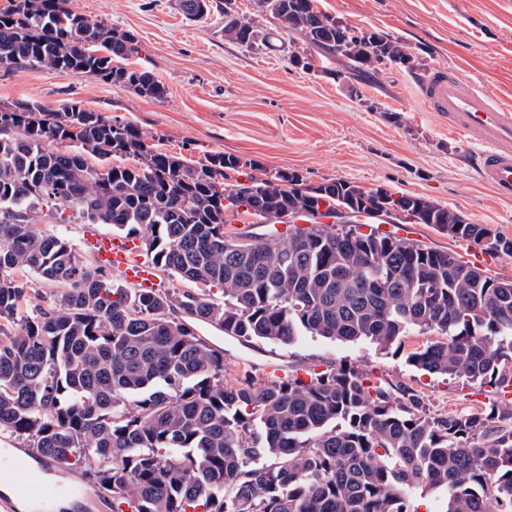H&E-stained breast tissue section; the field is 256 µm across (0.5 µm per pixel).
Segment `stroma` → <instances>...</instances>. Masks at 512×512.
I'll return each mask as SVG.
<instances>
[{
    "mask_svg": "<svg viewBox=\"0 0 512 512\" xmlns=\"http://www.w3.org/2000/svg\"><path fill=\"white\" fill-rule=\"evenodd\" d=\"M345 26L403 42L410 68L360 73L340 56L312 50L293 31L283 50L247 47L224 34V8L187 19L178 0H72L77 13L133 33L134 68L151 70L166 94L153 99L122 84L37 66L0 67V104L26 101L56 110L70 101L139 128L148 144L194 162L217 152L258 161L265 170L290 169L305 184L342 178L368 189L415 194L458 211L467 221L512 237V200L499 199L480 177L475 152L418 98L419 81L436 67L458 71L499 100H512V0H317ZM37 230L67 241L83 264L96 259L91 234L117 236L109 224H87L71 210L32 208ZM397 236L465 258L473 243L427 224H394ZM199 333L224 350V375L251 372L266 379L282 369L345 364L385 376L422 393L431 412L476 413L493 388L410 367L400 347L303 336L292 345H245L203 325Z\"/></svg>",
    "mask_w": 512,
    "mask_h": 512,
    "instance_id": "1",
    "label": "stroma"
}]
</instances>
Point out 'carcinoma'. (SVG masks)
<instances>
[{"mask_svg":"<svg viewBox=\"0 0 512 512\" xmlns=\"http://www.w3.org/2000/svg\"><path fill=\"white\" fill-rule=\"evenodd\" d=\"M316 2L256 5L360 72L411 62L399 40L344 26ZM224 34L250 47L273 40L227 11ZM137 53L133 34L73 11L71 0L0 6L1 65L163 98L152 71L122 64ZM66 140V152L47 148ZM247 167L262 175L227 183ZM42 202L140 234L155 264L201 288L114 287L112 273L33 227L29 210ZM388 205L399 221L512 256V238L489 243L488 227L420 196L341 178L312 187L224 153L190 165L77 101L0 106V434L69 470L95 457L88 482L112 496V512H417L415 488L446 492L445 512H512L511 406L431 415L417 390L346 366L259 384L247 371L230 383L224 349L198 334L207 324L243 343L309 334L388 349L414 331L434 333L408 365L507 389L512 278L374 229L317 221L340 206L372 218ZM239 210L314 224L242 244L224 231ZM16 271L66 291L29 312L30 282Z\"/></svg>","mask_w":512,"mask_h":512,"instance_id":"obj_1","label":"carcinoma"}]
</instances>
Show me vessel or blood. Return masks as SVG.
Segmentation results:
<instances>
[{
  "label": "vessel or blood",
  "instance_id": "1",
  "mask_svg": "<svg viewBox=\"0 0 512 512\" xmlns=\"http://www.w3.org/2000/svg\"><path fill=\"white\" fill-rule=\"evenodd\" d=\"M418 90L426 110L436 113L450 131L474 148L485 181L500 197L512 198V105L501 104L475 83L444 68L429 73ZM90 244L101 265L120 271L139 287H152L153 269L140 256L135 241L94 237ZM60 468L51 459L32 463L22 449L0 448V484L12 489L0 497V512H15L20 499L41 506L52 495L81 501L82 491L76 485L48 487V473Z\"/></svg>",
  "mask_w": 512,
  "mask_h": 512
}]
</instances>
